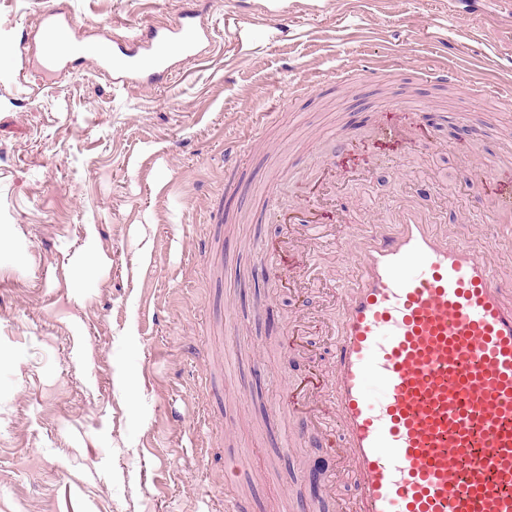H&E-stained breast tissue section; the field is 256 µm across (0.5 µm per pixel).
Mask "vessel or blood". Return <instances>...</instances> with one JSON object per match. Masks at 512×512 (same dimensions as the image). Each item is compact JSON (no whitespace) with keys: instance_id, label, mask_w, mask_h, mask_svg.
<instances>
[{"instance_id":"b4317fda","label":"vessel or blood","mask_w":512,"mask_h":512,"mask_svg":"<svg viewBox=\"0 0 512 512\" xmlns=\"http://www.w3.org/2000/svg\"><path fill=\"white\" fill-rule=\"evenodd\" d=\"M37 31L45 78L77 57L118 90L157 84L213 39L193 8L109 45L59 6ZM487 216L492 238L512 239V197L491 200ZM269 218L305 258L286 271L264 250L268 286L326 279L339 300L328 362L282 403L341 457L325 483L350 489L336 512H512V272L417 199L352 226L329 268L317 255L331 236L307 208L286 216L274 202Z\"/></svg>"}]
</instances>
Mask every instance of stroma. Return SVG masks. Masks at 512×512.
<instances>
[{
    "mask_svg": "<svg viewBox=\"0 0 512 512\" xmlns=\"http://www.w3.org/2000/svg\"><path fill=\"white\" fill-rule=\"evenodd\" d=\"M44 2L0 0V512H225L233 458L255 512H312L302 474L331 453L290 444L266 409L324 364L321 332L300 355L285 341L331 291L284 288L277 326L255 316L252 244L281 232L261 209L278 187L282 210L340 216V241L420 190L459 222L485 168L484 193L512 194L497 94L512 86V0H288L290 35L251 25L241 45L262 0H63L108 42L186 7L209 18L213 47L171 87L126 90L77 62L50 85L16 80L10 54ZM443 66L458 80L430 78ZM233 145L245 157L229 176ZM323 155L365 176L331 208L313 187ZM90 243L103 275L72 264Z\"/></svg>",
    "mask_w": 512,
    "mask_h": 512,
    "instance_id": "1",
    "label": "stroma"
}]
</instances>
